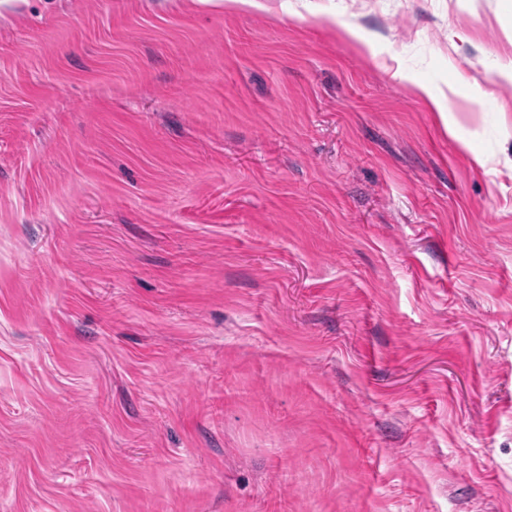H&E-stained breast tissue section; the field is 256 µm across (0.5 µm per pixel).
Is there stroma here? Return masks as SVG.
Listing matches in <instances>:
<instances>
[{
  "instance_id": "stroma-1",
  "label": "stroma",
  "mask_w": 512,
  "mask_h": 512,
  "mask_svg": "<svg viewBox=\"0 0 512 512\" xmlns=\"http://www.w3.org/2000/svg\"><path fill=\"white\" fill-rule=\"evenodd\" d=\"M260 2L0 5V512H512V0Z\"/></svg>"
}]
</instances>
